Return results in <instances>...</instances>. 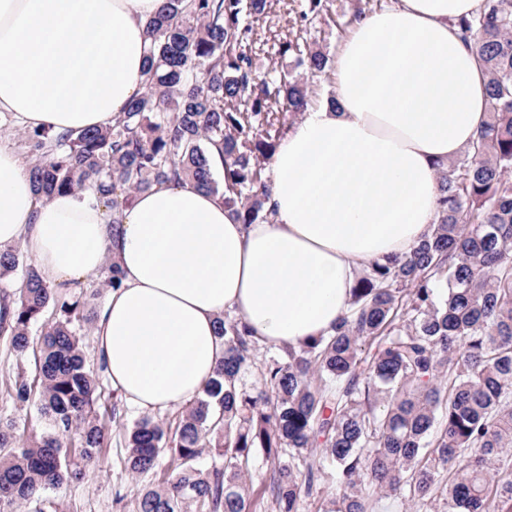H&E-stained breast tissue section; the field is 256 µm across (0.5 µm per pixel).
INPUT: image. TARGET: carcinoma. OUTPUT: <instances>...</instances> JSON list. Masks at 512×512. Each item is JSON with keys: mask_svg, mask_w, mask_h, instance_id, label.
<instances>
[{"mask_svg": "<svg viewBox=\"0 0 512 512\" xmlns=\"http://www.w3.org/2000/svg\"><path fill=\"white\" fill-rule=\"evenodd\" d=\"M266 4L165 0L147 23L154 52L144 92L112 124L24 133L37 194L90 191L114 229L137 194L188 181L242 224L271 220L265 166L278 114L298 118L309 100L302 74L252 69L244 15ZM454 26L472 43L488 99L471 148L436 170L437 221L409 254L364 264L331 333L271 356L251 385L243 376L258 343L241 319L220 318L224 358L175 430L150 416L128 430L130 473L153 471L165 452L174 464L163 484L138 494L134 512H253L241 468L259 451L272 460L277 512H302L330 476V512H377L383 498L411 512L437 500L445 512H512V0H485ZM290 51L312 76L327 65L321 51L289 42ZM19 264L18 251L0 250V276ZM88 322L82 296L50 287L32 264L0 299V332L18 358L41 324L38 375L18 369L12 397L38 395L50 422L24 441L0 415V512H61L48 492L82 478L104 447L95 406L105 366L88 364ZM205 455L224 467H197Z\"/></svg>", "mask_w": 512, "mask_h": 512, "instance_id": "1", "label": "carcinoma"}]
</instances>
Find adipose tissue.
Returning <instances> with one entry per match:
<instances>
[{"mask_svg": "<svg viewBox=\"0 0 512 512\" xmlns=\"http://www.w3.org/2000/svg\"><path fill=\"white\" fill-rule=\"evenodd\" d=\"M164 0H0V112L27 129L111 124L144 91L147 20ZM484 0H398L364 16L336 59L334 100L308 106L273 157L272 222L239 223L191 184L139 193L117 231L90 194L42 201L0 144V247L22 242L45 282L113 259L96 355L140 412L189 405L224 355L218 320L297 349L346 312L365 263L400 257L438 213L437 164L485 119L487 81L453 22Z\"/></svg>", "mask_w": 512, "mask_h": 512, "instance_id": "1", "label": "adipose tissue"}]
</instances>
